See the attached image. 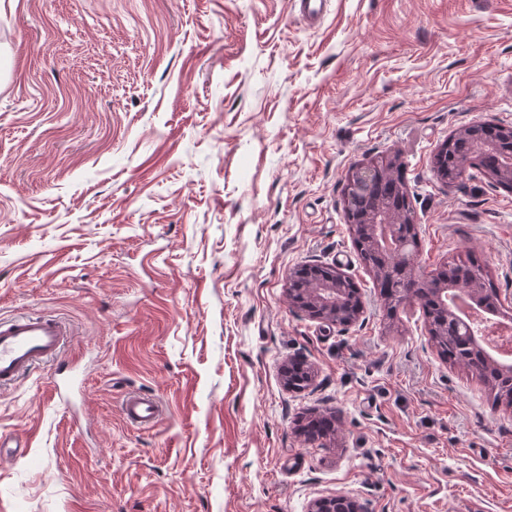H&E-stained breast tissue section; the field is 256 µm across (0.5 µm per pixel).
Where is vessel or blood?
<instances>
[{
    "mask_svg": "<svg viewBox=\"0 0 512 512\" xmlns=\"http://www.w3.org/2000/svg\"><path fill=\"white\" fill-rule=\"evenodd\" d=\"M72 334L70 324L52 314L21 313L0 319V390L57 357ZM121 409L127 420L145 428L154 426L163 415L158 399L138 392L127 393Z\"/></svg>",
    "mask_w": 512,
    "mask_h": 512,
    "instance_id": "1",
    "label": "vessel or blood"
}]
</instances>
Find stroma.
I'll list each match as a JSON object with an SVG mask.
<instances>
[{
  "instance_id": "obj_1",
  "label": "stroma",
  "mask_w": 512,
  "mask_h": 512,
  "mask_svg": "<svg viewBox=\"0 0 512 512\" xmlns=\"http://www.w3.org/2000/svg\"><path fill=\"white\" fill-rule=\"evenodd\" d=\"M474 123L512 125V0H329L312 25L292 0H0V318L74 328L0 392L27 446L0 512H512V405L419 304L388 315L343 201L355 165L395 159L419 275L475 261L512 305V189L433 173ZM310 259L359 322L290 306ZM131 389L158 426L126 423ZM319 414L322 445L298 429ZM121 409L125 418L141 427H153L163 415L160 401L139 392H129L122 400ZM336 504H340L341 510L345 512H362L356 500L341 494L314 500L310 504L309 512H334Z\"/></svg>"
}]
</instances>
